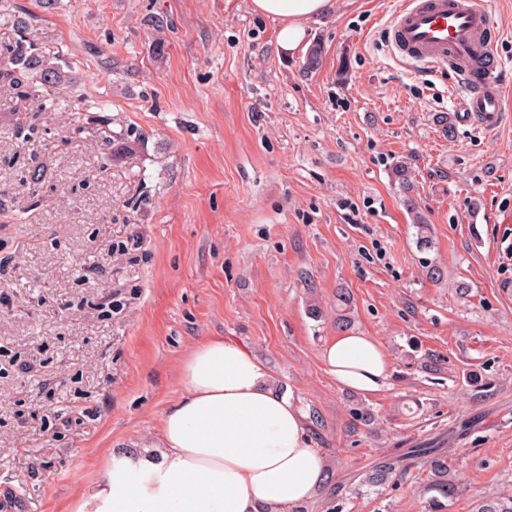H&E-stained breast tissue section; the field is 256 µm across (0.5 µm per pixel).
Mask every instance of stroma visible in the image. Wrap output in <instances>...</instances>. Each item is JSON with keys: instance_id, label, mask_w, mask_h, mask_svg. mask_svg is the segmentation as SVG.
I'll return each mask as SVG.
<instances>
[{"instance_id": "obj_1", "label": "stroma", "mask_w": 512, "mask_h": 512, "mask_svg": "<svg viewBox=\"0 0 512 512\" xmlns=\"http://www.w3.org/2000/svg\"><path fill=\"white\" fill-rule=\"evenodd\" d=\"M483 4L512 76V0ZM7 8L72 81L63 112L0 89V494L62 512L112 449L156 436L182 357L210 336L291 393L342 512H430L420 467L377 490L361 480L387 449L438 434L460 485L448 512L512 490V102L496 130L461 122L445 138L434 116L460 111L465 91L389 55L394 0H343L290 54L250 0ZM98 103L102 122L83 124ZM129 129L139 139L114 159ZM340 287L353 331L390 359L371 395L341 389L321 359ZM362 406L374 429L356 422ZM472 416L469 438L451 439Z\"/></svg>"}]
</instances>
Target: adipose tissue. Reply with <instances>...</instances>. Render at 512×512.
I'll return each instance as SVG.
<instances>
[{
    "label": "adipose tissue",
    "mask_w": 512,
    "mask_h": 512,
    "mask_svg": "<svg viewBox=\"0 0 512 512\" xmlns=\"http://www.w3.org/2000/svg\"><path fill=\"white\" fill-rule=\"evenodd\" d=\"M251 7L278 20L277 42L292 52L309 23L335 14L340 2L251 0ZM322 360L341 388L364 394L380 391L391 371L383 347L357 332L334 337ZM180 382L157 443L113 451L64 512H288L314 496L325 468L306 418L250 350L208 337L182 360Z\"/></svg>",
    "instance_id": "adipose-tissue-1"
}]
</instances>
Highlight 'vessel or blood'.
<instances>
[{
    "label": "vessel or blood",
    "instance_id": "obj_1",
    "mask_svg": "<svg viewBox=\"0 0 512 512\" xmlns=\"http://www.w3.org/2000/svg\"><path fill=\"white\" fill-rule=\"evenodd\" d=\"M496 36L482 0H401L386 43L396 57L453 75L467 90L462 104L467 120L491 131L504 118L501 63L484 43Z\"/></svg>",
    "mask_w": 512,
    "mask_h": 512
}]
</instances>
